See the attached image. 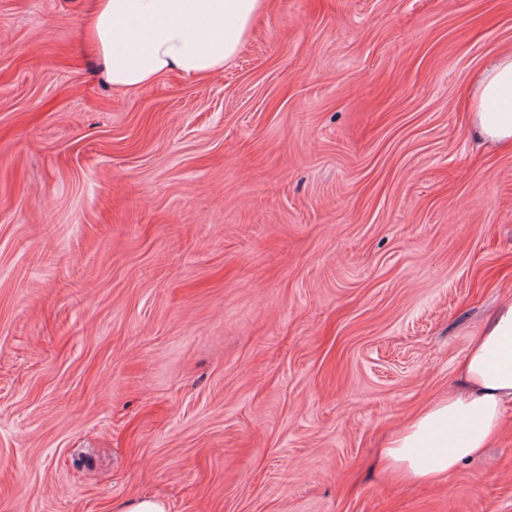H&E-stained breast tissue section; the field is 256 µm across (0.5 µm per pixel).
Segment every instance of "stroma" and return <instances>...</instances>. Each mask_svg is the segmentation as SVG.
Returning a JSON list of instances; mask_svg holds the SVG:
<instances>
[{
    "instance_id": "35a3bbf8",
    "label": "stroma",
    "mask_w": 512,
    "mask_h": 512,
    "mask_svg": "<svg viewBox=\"0 0 512 512\" xmlns=\"http://www.w3.org/2000/svg\"><path fill=\"white\" fill-rule=\"evenodd\" d=\"M86 5L0 0V512H512V421L434 485L377 464L512 298L461 99L512 0H274L136 93Z\"/></svg>"
}]
</instances>
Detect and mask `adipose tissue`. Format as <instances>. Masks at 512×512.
<instances>
[{
  "label": "adipose tissue",
  "instance_id": "1",
  "mask_svg": "<svg viewBox=\"0 0 512 512\" xmlns=\"http://www.w3.org/2000/svg\"><path fill=\"white\" fill-rule=\"evenodd\" d=\"M270 0H89L85 39L113 88L135 92L172 72L203 80L223 71ZM476 134L512 152V53L464 91ZM458 384L396 429L380 450L394 479L437 483L498 442L512 416V299L486 317L457 363Z\"/></svg>",
  "mask_w": 512,
  "mask_h": 512
}]
</instances>
